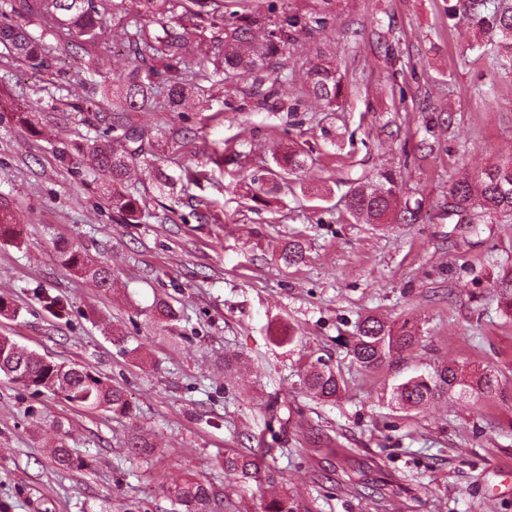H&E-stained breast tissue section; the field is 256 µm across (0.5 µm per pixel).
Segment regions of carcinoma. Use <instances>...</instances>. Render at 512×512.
<instances>
[{
  "label": "carcinoma",
  "instance_id": "1",
  "mask_svg": "<svg viewBox=\"0 0 512 512\" xmlns=\"http://www.w3.org/2000/svg\"><path fill=\"white\" fill-rule=\"evenodd\" d=\"M200 19H207L211 26L223 21L219 35L213 37L217 54L212 61L213 73L261 81L258 73L273 64L295 29L302 26V17H288V24L269 31L263 42L254 39L252 23L247 17L234 23L224 16V0H0V14L19 18L13 24L0 26V44L14 58L28 62L36 69L51 67L52 46L46 38L59 32L67 33L74 41L96 45L100 40L105 17L109 13L133 16V30H124L121 44L135 64L123 75L111 78L103 72L106 55L98 56L92 63L94 72L102 77L101 93L112 100V123L100 138L91 144L75 148L77 154L88 153L95 167L103 176L102 190L112 206L132 224L139 220L143 200L125 189L124 179L130 166L147 162L144 130L123 120L125 112H140L151 103L158 88L166 91L168 106L181 105L194 81L201 77L195 70V55L189 51L193 44L192 32L174 29L170 22L177 18L176 10ZM462 17L468 24L482 30L497 31L504 41L506 54L492 55L498 66L512 63V0H465L461 8L448 9V19ZM36 22L41 29L38 36L30 33L26 24ZM341 79L336 64L322 61L306 72L304 91L328 105L341 96ZM283 167L274 172L282 177L304 164V152L289 150L282 156ZM453 209L458 213L475 212L482 222L489 224L499 215L512 214V158L490 165L471 178L453 184L450 190ZM347 207L352 216L369 224H387L398 208V191L395 178L381 175L379 184L370 187L360 183L348 195ZM15 224L10 206L0 202V239H10ZM300 241L285 246L282 259L288 265L302 260ZM64 267L108 289L112 270L103 262L95 261L81 250L65 248L59 252ZM418 340L414 325L405 320L399 325L388 324L367 316L356 329L351 353L360 366L372 370L395 353L413 346ZM9 380L37 392L46 390L62 396L67 402L87 409H103L124 418H134L133 406L126 391L106 382L102 376L84 367L45 361L34 351L19 348L8 336H0V374ZM308 390L320 399H333L342 391L344 381L336 372L318 363L309 366L305 379ZM456 387L465 391L490 394L495 389V379L483 373L473 383L465 381L458 370L445 366L434 374L417 375L406 379L391 389V399L399 406L420 407L435 396ZM68 432L60 434L54 448L55 462L69 469L82 470L85 460L73 456L69 447ZM136 456H144L155 447L150 438L136 434L127 442ZM224 471L243 479L256 473L252 456L244 451L224 454ZM168 497L182 507L181 512H214L212 488L201 480L188 476L167 488ZM266 512H295V499L284 493L271 500Z\"/></svg>",
  "mask_w": 512,
  "mask_h": 512
}]
</instances>
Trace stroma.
I'll return each mask as SVG.
<instances>
[{"label":"stroma","instance_id":"35a3bbf8","mask_svg":"<svg viewBox=\"0 0 512 512\" xmlns=\"http://www.w3.org/2000/svg\"><path fill=\"white\" fill-rule=\"evenodd\" d=\"M257 39L298 13L322 27L297 33L265 82L225 81L207 49L201 89L174 110L130 112L158 132L153 160L178 177L175 194L150 170L126 186L147 212L127 223L100 191L89 157L58 152L102 134L97 50L53 39L48 72L0 57V198L17 216L0 241V336L122 386L129 420L24 388L0 376V505L5 512H176L166 494L192 475L217 512H264L289 490L296 512H512V219L480 224L454 211L450 188L512 157V67L482 54L496 35L448 18V0H244ZM335 60L336 106L303 94L307 69ZM288 76L280 89L276 76ZM37 133L13 118L29 102ZM305 165L263 194L256 179L285 147ZM196 173L193 181L185 172ZM394 174L418 219H354L358 182ZM300 238L304 257L280 253ZM66 241L112 268L101 290L65 269ZM64 310L46 308L45 297ZM179 313L163 328L156 301ZM410 320L413 348L364 370L350 353L357 323ZM293 336L282 346L278 337ZM322 360L345 385L324 402L303 384ZM491 371L490 396L451 393L420 408L390 402L408 377ZM336 444L309 443V428ZM87 462L53 463L58 431ZM141 431L147 457L125 442ZM250 449L255 478L225 473V451Z\"/></svg>","mask_w":512,"mask_h":512}]
</instances>
